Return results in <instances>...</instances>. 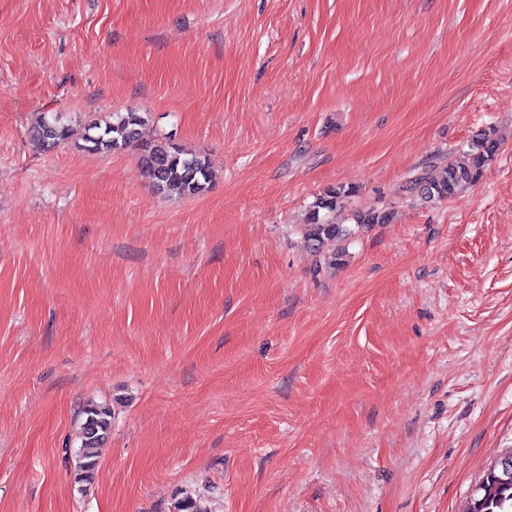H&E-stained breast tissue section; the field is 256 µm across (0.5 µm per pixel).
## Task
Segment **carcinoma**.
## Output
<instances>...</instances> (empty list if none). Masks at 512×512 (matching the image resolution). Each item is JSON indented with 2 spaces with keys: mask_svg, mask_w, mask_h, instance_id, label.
<instances>
[{
  "mask_svg": "<svg viewBox=\"0 0 512 512\" xmlns=\"http://www.w3.org/2000/svg\"><path fill=\"white\" fill-rule=\"evenodd\" d=\"M145 123L140 112L118 113L110 120L92 118L84 126L75 127L61 117L43 116L33 126V141L49 151L72 140L82 142L88 151L105 154L129 147L140 148L141 166L154 188L163 192L177 188L192 196L201 194L212 183L208 159L184 150L169 137L153 142H141L139 128ZM499 149L494 132H485L471 143L470 150L460 161H448L443 167L433 166L418 174L405 185V192L429 200H445L458 190L475 183L484 166ZM354 193L350 187L329 188L318 195L310 206L303 230L313 249H320L328 240L351 235V229L329 220L330 214L342 206ZM389 213L371 208L353 214L356 225L386 224ZM81 441L74 452V470L81 481L93 478L99 468V448L112 426V409L107 404L90 402L82 410ZM173 512H208L201 500L182 492L173 503ZM465 512H512V452L501 456L484 474L476 486Z\"/></svg>",
  "mask_w": 512,
  "mask_h": 512,
  "instance_id": "obj_1",
  "label": "carcinoma"
}]
</instances>
